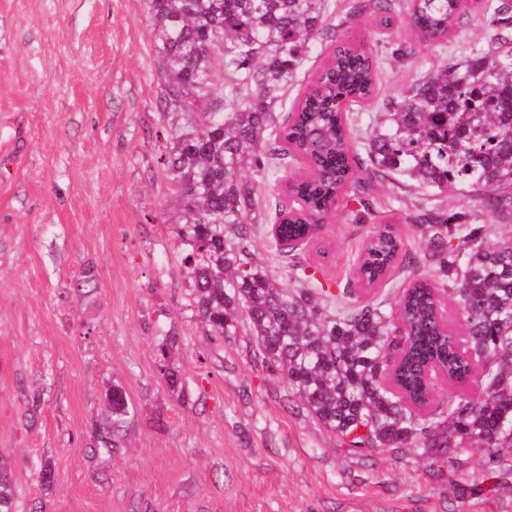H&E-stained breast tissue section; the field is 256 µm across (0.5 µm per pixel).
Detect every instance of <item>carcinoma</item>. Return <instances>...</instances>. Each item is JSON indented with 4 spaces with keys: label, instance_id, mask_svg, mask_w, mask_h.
I'll return each mask as SVG.
<instances>
[{
    "label": "carcinoma",
    "instance_id": "carcinoma-1",
    "mask_svg": "<svg viewBox=\"0 0 512 512\" xmlns=\"http://www.w3.org/2000/svg\"><path fill=\"white\" fill-rule=\"evenodd\" d=\"M370 2L387 23L407 10L412 29L436 41L465 12L460 0ZM149 14L163 99L185 121L169 133L160 164L187 212L176 235L209 335L246 331L262 368L286 386L285 400L354 453L416 449L436 460L470 449L485 471H512V235L430 209L415 225L425 247L404 254L393 225H374L358 280L373 285L401 255L413 274L390 309L353 300L347 285L323 289L294 260L320 230L310 216L348 204L358 163L341 106L375 91L371 56L336 44L293 112L278 116L313 42H333L328 0H149ZM488 24L492 49L436 68L380 116L368 166L424 189L466 184L500 213L512 207V0H498ZM298 158L309 173L291 187L296 206L275 201L271 225L278 255L293 258L284 286L258 257L250 215L265 210L267 195L243 171ZM448 281L458 328L440 300ZM160 355L174 389L179 374L166 347ZM438 375L460 388L477 382L480 394L462 392L431 411ZM109 400L115 429L127 395L114 386ZM14 499L0 455V512H15Z\"/></svg>",
    "mask_w": 512,
    "mask_h": 512
}]
</instances>
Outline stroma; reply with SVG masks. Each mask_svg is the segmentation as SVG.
Returning a JSON list of instances; mask_svg holds the SVG:
<instances>
[{"label":"stroma","mask_w":512,"mask_h":512,"mask_svg":"<svg viewBox=\"0 0 512 512\" xmlns=\"http://www.w3.org/2000/svg\"><path fill=\"white\" fill-rule=\"evenodd\" d=\"M333 22L378 65L374 99L346 109L363 164L408 86L491 45L480 9L440 42L346 0ZM157 66L146 0H0V455L17 512H512V474L483 471L478 452L353 454L284 405L251 336H208L180 264L183 201L158 163ZM348 194L299 253L334 288L376 224L396 225L412 253L426 208L512 231V213L479 212L469 189L424 194L361 171ZM166 341L175 391L160 374ZM116 385L129 412L108 453Z\"/></svg>","instance_id":"35a3bbf8"}]
</instances>
